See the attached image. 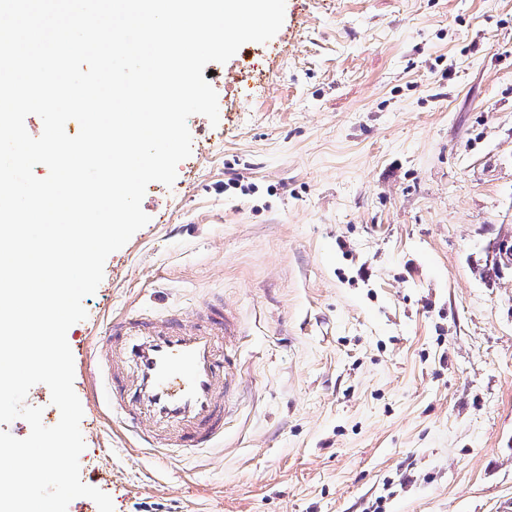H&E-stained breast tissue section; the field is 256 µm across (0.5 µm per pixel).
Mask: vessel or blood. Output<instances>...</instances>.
Returning a JSON list of instances; mask_svg holds the SVG:
<instances>
[{
	"label": "vessel or blood",
	"mask_w": 512,
	"mask_h": 512,
	"mask_svg": "<svg viewBox=\"0 0 512 512\" xmlns=\"http://www.w3.org/2000/svg\"><path fill=\"white\" fill-rule=\"evenodd\" d=\"M239 334L235 313L220 300L189 311L113 316L82 396L111 406L132 444L159 460L218 447Z\"/></svg>",
	"instance_id": "b4317fda"
}]
</instances>
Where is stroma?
<instances>
[{
  "instance_id": "35a3bbf8",
  "label": "stroma",
  "mask_w": 512,
  "mask_h": 512,
  "mask_svg": "<svg viewBox=\"0 0 512 512\" xmlns=\"http://www.w3.org/2000/svg\"><path fill=\"white\" fill-rule=\"evenodd\" d=\"M208 81L173 185L104 264L103 317L234 307L224 444L161 462L84 408L114 512H512V0H285Z\"/></svg>"
}]
</instances>
